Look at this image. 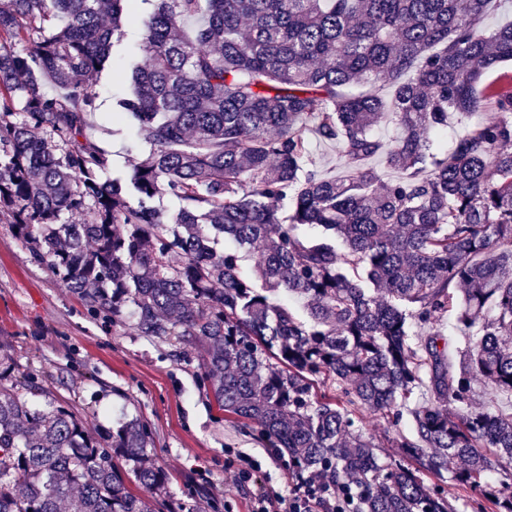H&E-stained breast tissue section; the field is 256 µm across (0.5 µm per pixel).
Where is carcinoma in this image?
<instances>
[{"instance_id":"1","label":"carcinoma","mask_w":512,"mask_h":512,"mask_svg":"<svg viewBox=\"0 0 512 512\" xmlns=\"http://www.w3.org/2000/svg\"><path fill=\"white\" fill-rule=\"evenodd\" d=\"M496 2L0 0V220L91 314L203 339L218 408L294 471L352 486L355 512H451L423 472L512 512V482L489 480L512 465V412L474 406L472 388L512 395V75L485 82L512 61V24L487 28ZM135 18L144 60L112 122L151 151L105 179L88 81ZM451 112L478 120L437 153ZM310 122L339 149L334 178L310 157ZM42 395L31 374L0 381V512H155L112 461L164 484L141 419L96 437ZM359 409L412 417L398 458L380 460Z\"/></svg>"}]
</instances>
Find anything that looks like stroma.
Here are the masks:
<instances>
[{"instance_id":"stroma-1","label":"stroma","mask_w":512,"mask_h":512,"mask_svg":"<svg viewBox=\"0 0 512 512\" xmlns=\"http://www.w3.org/2000/svg\"><path fill=\"white\" fill-rule=\"evenodd\" d=\"M121 59L92 78L97 110L89 132L123 171L145 159L150 146L134 130L112 132V104L128 91ZM32 373L53 399L69 405L93 432L139 417L150 429L152 463L167 475L153 494L157 512H251L257 485L287 492L297 478L254 428L225 418L204 374L198 341L162 343L138 335L132 324L92 317L83 302L60 287L52 270L0 222V378ZM356 424L379 446L410 434L411 416L393 421L357 412ZM252 456L260 484H239L224 471V451Z\"/></svg>"}]
</instances>
